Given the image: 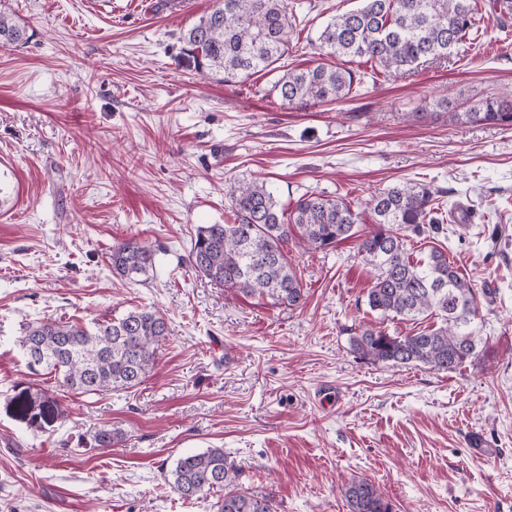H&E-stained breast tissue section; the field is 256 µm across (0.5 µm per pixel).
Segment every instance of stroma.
Masks as SVG:
<instances>
[{
    "label": "stroma",
    "mask_w": 512,
    "mask_h": 512,
    "mask_svg": "<svg viewBox=\"0 0 512 512\" xmlns=\"http://www.w3.org/2000/svg\"><path fill=\"white\" fill-rule=\"evenodd\" d=\"M297 21L284 64H331L319 35L359 0H287ZM216 0H0L33 31L0 47V512H215L182 501L165 476L220 447L240 483L277 512H348L352 477L393 512H512V124L453 120L512 95V20L479 11L446 59L365 83L351 98L283 107L277 73L225 85L178 59L183 30ZM263 180L282 207L340 196L374 227L366 201L403 181L444 190L436 246L494 301L483 341L457 371L361 359L349 338L393 334L365 297L373 272L356 239L291 249L307 292L296 309L214 284L188 263L199 226L233 221L234 182ZM467 208L468 223L456 219ZM135 236L155 266L113 274V245ZM162 311L171 334L137 387L67 396L65 419L37 430L15 414L21 389L54 386L26 368L18 338L46 318L83 324ZM123 434L109 448L92 435Z\"/></svg>",
    "instance_id": "1"
}]
</instances>
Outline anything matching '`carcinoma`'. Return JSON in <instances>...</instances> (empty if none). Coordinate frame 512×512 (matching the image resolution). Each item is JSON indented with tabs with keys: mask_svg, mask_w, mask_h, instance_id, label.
Returning <instances> with one entry per match:
<instances>
[{
	"mask_svg": "<svg viewBox=\"0 0 512 512\" xmlns=\"http://www.w3.org/2000/svg\"><path fill=\"white\" fill-rule=\"evenodd\" d=\"M362 6L334 17L319 36V49L338 60L362 58L383 73L412 70L442 58L473 28L479 0H361ZM293 13L287 0H219V5L186 30L180 60L226 85L247 82L254 74L277 69L289 50ZM28 28L0 12V47L28 43ZM364 73L340 63L290 70L273 86L281 102L307 107L347 98ZM467 123H512V98L487 96L469 112H455ZM444 192L406 182L370 199L377 228L359 238L358 253L378 271L366 295L368 308L388 320L436 324L406 335L363 327L350 338L361 358L391 366H424L454 372L477 355L480 336L477 288L448 254L432 248L416 255L407 248L425 225L443 223ZM231 224L197 229L188 263L214 283L272 304L298 308L304 288L288 263V244L302 250L332 249L354 237L359 213L341 197L311 194L292 211L281 208L266 183L240 181L229 193ZM155 264L152 246L136 237L112 246V272L133 280ZM170 330L158 310H131L90 325L43 319L24 328L19 345L29 369L54 373L55 389H22L14 396L18 412L31 427L65 417L61 400L69 393L99 395L140 385L154 368L158 349ZM118 440L112 426L93 435L96 448ZM243 470L222 448L177 459L167 475L181 499L223 492L217 512H275L267 494L239 487ZM344 496L349 512H392V505L370 481L353 479Z\"/></svg>",
	"mask_w": 512,
	"mask_h": 512,
	"instance_id": "cac0c4a2",
	"label": "carcinoma"
}]
</instances>
